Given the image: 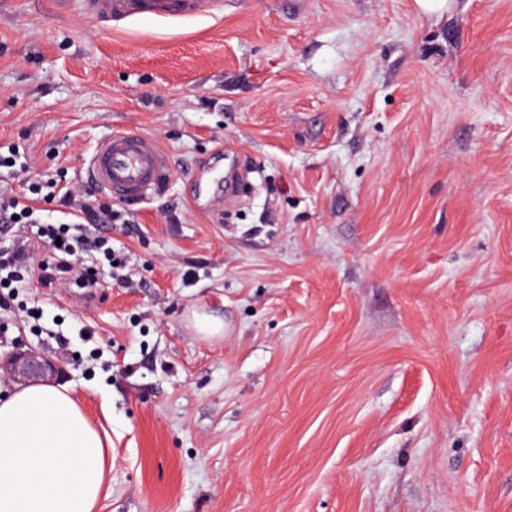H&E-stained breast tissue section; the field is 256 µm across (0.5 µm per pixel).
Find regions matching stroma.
<instances>
[{
  "label": "stroma",
  "instance_id": "35a3bbf8",
  "mask_svg": "<svg viewBox=\"0 0 512 512\" xmlns=\"http://www.w3.org/2000/svg\"><path fill=\"white\" fill-rule=\"evenodd\" d=\"M223 2L0 0V153L46 189L118 131L170 160L113 205L134 287L26 284L0 356L67 361L97 512H512V0ZM228 163L248 196L192 208ZM220 6V0H82L84 12L99 19L106 28L112 22L144 13L163 18L186 17L212 13Z\"/></svg>",
  "mask_w": 512,
  "mask_h": 512
}]
</instances>
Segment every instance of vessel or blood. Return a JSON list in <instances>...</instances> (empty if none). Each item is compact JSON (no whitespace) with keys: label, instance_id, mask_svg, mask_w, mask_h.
Returning <instances> with one entry per match:
<instances>
[{"label":"vessel or blood","instance_id":"b4317fda","mask_svg":"<svg viewBox=\"0 0 512 512\" xmlns=\"http://www.w3.org/2000/svg\"><path fill=\"white\" fill-rule=\"evenodd\" d=\"M221 0H82L85 13L111 25L144 13L186 17L217 10ZM96 189L111 199L136 202L161 187L169 159L158 142L136 131H119L104 140L86 162Z\"/></svg>","mask_w":512,"mask_h":512}]
</instances>
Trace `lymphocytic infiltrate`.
Wrapping results in <instances>:
<instances>
[{"label": "lymphocytic infiltrate", "mask_w": 512, "mask_h": 512, "mask_svg": "<svg viewBox=\"0 0 512 512\" xmlns=\"http://www.w3.org/2000/svg\"><path fill=\"white\" fill-rule=\"evenodd\" d=\"M52 201L59 212L73 215L75 221L44 225L41 238L51 253L49 259H36L34 248L25 238L15 240L11 247L0 251V305L9 298L6 284L28 280L46 288L72 284L85 294H93L100 282L96 265L84 262L88 256H100L117 271L118 284L127 282L126 259L113 252L107 234L109 225L124 223L123 214L72 189L54 193Z\"/></svg>", "instance_id": "f902f5d3"}]
</instances>
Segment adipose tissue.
Masks as SVG:
<instances>
[{"label":"adipose tissue","instance_id":"adipose-tissue-1","mask_svg":"<svg viewBox=\"0 0 512 512\" xmlns=\"http://www.w3.org/2000/svg\"><path fill=\"white\" fill-rule=\"evenodd\" d=\"M108 471L99 432L65 389L0 399V512H96Z\"/></svg>","mask_w":512,"mask_h":512}]
</instances>
